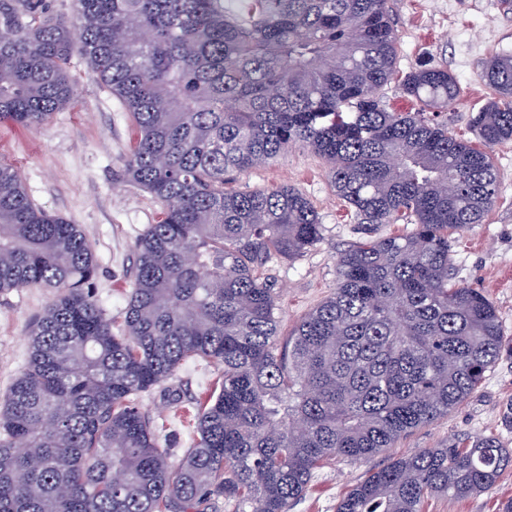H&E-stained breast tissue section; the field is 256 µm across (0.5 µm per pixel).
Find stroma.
<instances>
[{
	"label": "stroma",
	"instance_id": "stroma-1",
	"mask_svg": "<svg viewBox=\"0 0 512 512\" xmlns=\"http://www.w3.org/2000/svg\"><path fill=\"white\" fill-rule=\"evenodd\" d=\"M394 14L399 75L429 62L447 66L460 93L437 118L447 122L451 133L474 140L471 116L490 97L482 67L491 54L512 52V13H503L500 0H395ZM71 74L77 96L70 108L54 113L38 128L0 125V162L19 169L37 205L82 225L97 257L94 296L106 315L116 319L132 287L135 241L155 223L162 205L119 177L137 137L127 112L81 57H74ZM490 152L498 174L496 203L479 223L457 233L452 265L458 282L482 291L499 311L504 340L494 364L469 398L393 448L361 464L341 458L324 463L306 493L289 503L288 512H336L341 497L368 470L422 448L450 440L467 448L483 437L512 448V140L492 146ZM280 185L300 190L322 226V239L310 251L268 270L280 295L282 330L287 333L333 292L336 260L363 237L364 227L348 215L324 162L299 147L246 173L227 175L224 181L228 191ZM51 298L43 288L0 293V397L24 369L29 325ZM221 378L220 370L187 363L168 379L166 388L140 396L142 411L154 420L160 447L172 456L192 444L193 428L184 410L195 406ZM510 504L512 466L486 492L464 500L430 498L423 512H504Z\"/></svg>",
	"mask_w": 512,
	"mask_h": 512
}]
</instances>
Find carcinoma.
<instances>
[{"mask_svg":"<svg viewBox=\"0 0 512 512\" xmlns=\"http://www.w3.org/2000/svg\"><path fill=\"white\" fill-rule=\"evenodd\" d=\"M0 0V124L42 125L73 103L79 54L138 131L125 179L161 202L136 240L120 322L91 290L79 224L30 198L0 162V293L51 288L23 371L0 400V512H287L315 471L363 463L448 414L482 382L503 329L452 277V234L495 204L488 148L512 140V53L486 59L493 93L471 119L484 148L423 113L457 97L425 64L404 76L414 112L388 110L393 0ZM290 146L311 150L360 224H412L340 254L336 288L284 345L267 274L321 235L295 188L224 190ZM186 362L223 370L196 404L192 446L159 447L137 399ZM494 438L423 448L370 471L336 512H422L495 485Z\"/></svg>","mask_w":512,"mask_h":512,"instance_id":"1","label":"carcinoma"}]
</instances>
